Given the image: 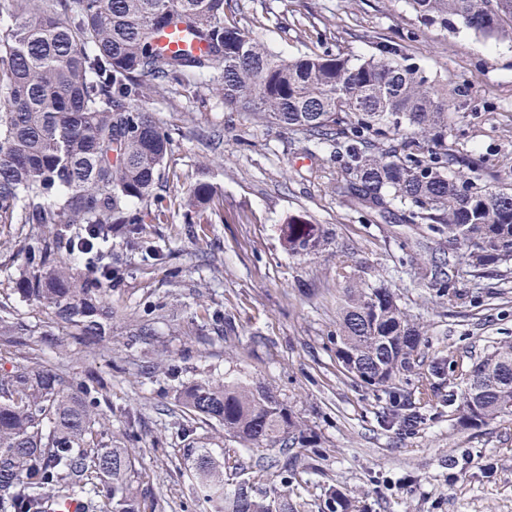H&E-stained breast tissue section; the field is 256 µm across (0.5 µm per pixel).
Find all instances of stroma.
Instances as JSON below:
<instances>
[{"label": "stroma", "mask_w": 512, "mask_h": 512, "mask_svg": "<svg viewBox=\"0 0 512 512\" xmlns=\"http://www.w3.org/2000/svg\"><path fill=\"white\" fill-rule=\"evenodd\" d=\"M244 24L287 58L323 51L368 57L376 39L398 44L427 74H441L454 124L448 146L482 165L486 183L512 167V42L463 24L426 26L407 0H240ZM144 108L172 139L163 171V217L143 209L163 255L148 263L112 238L124 281L112 291V335L91 349L13 291L26 224H0V303L12 342L0 340V375L19 365L62 367L72 383L97 373L100 423L139 462L145 512H207L188 479V445L223 457L228 474L293 512H332L342 493L360 512H512V416L463 425L459 395L473 364L512 343V282L459 269L461 297L448 301L418 263L438 239L394 218L371 221L336 193L343 157L300 132L229 113L211 82L192 78L158 90ZM208 167L224 220L188 224V178ZM301 214L328 231L330 245L292 255L281 226ZM384 278L425 331L416 367L395 388L425 419L390 423V391L370 389L336 363V301L346 278ZM221 311L231 328L212 330ZM154 330L135 336L139 323ZM444 368L421 391L431 363ZM235 374L268 389L307 435L288 450L242 447L215 423L183 436L181 385Z\"/></svg>", "instance_id": "35a3bbf8"}]
</instances>
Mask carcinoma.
<instances>
[{
  "label": "carcinoma",
  "instance_id": "cac0c4a2",
  "mask_svg": "<svg viewBox=\"0 0 512 512\" xmlns=\"http://www.w3.org/2000/svg\"><path fill=\"white\" fill-rule=\"evenodd\" d=\"M429 24L462 22L486 39L512 41V0H407ZM234 0H0V224H35L18 251L14 293L36 303L86 346L112 333V235L155 257L141 212L161 202L171 139L140 102L188 71L209 73L226 112L331 142L345 152L339 192L385 219L396 213L445 241L426 274L448 300L459 265L475 276L512 265V167L490 188L479 168L448 148V90L388 43L358 59L341 52L284 58L235 17ZM184 28L206 50L171 55L157 47ZM464 166L469 176L449 173ZM217 186L197 179L183 207L189 224L224 219ZM282 234L299 256L328 237L301 214ZM76 253L87 266L77 271ZM382 280L343 288L336 354L345 375L385 388L411 371L424 332ZM107 381L74 385L50 366L0 376V512H53L78 499L84 512H141L139 473L128 449L98 426ZM201 417L248 448L288 445L291 422L268 391L246 378H202L177 391ZM465 420L512 415V344L469 374ZM190 474L212 512H272L253 488L224 493V460L186 449Z\"/></svg>",
  "mask_w": 512,
  "mask_h": 512
}]
</instances>
